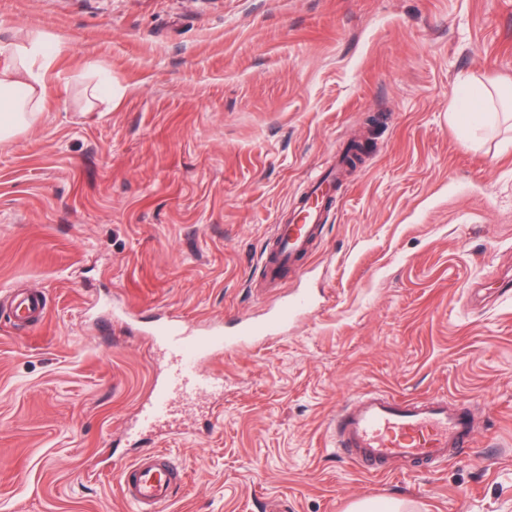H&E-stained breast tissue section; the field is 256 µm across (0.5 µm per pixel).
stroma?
<instances>
[{"instance_id":"stroma-1","label":"stroma","mask_w":512,"mask_h":512,"mask_svg":"<svg viewBox=\"0 0 512 512\" xmlns=\"http://www.w3.org/2000/svg\"><path fill=\"white\" fill-rule=\"evenodd\" d=\"M65 48L41 112L0 141V512H126L108 474L140 445L188 481L162 512H512V120L465 135L467 79L512 84V0H0V40ZM119 93L87 100L92 67ZM354 143L304 273L256 288L306 183ZM314 310L216 360L224 402L139 431L165 360L147 334ZM366 390L476 411L438 469L364 473L336 451ZM46 311L44 294L38 289H26L15 293L9 304L11 317L22 324L39 323Z\"/></svg>"}]
</instances>
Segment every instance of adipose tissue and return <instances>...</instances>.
<instances>
[{
  "mask_svg": "<svg viewBox=\"0 0 512 512\" xmlns=\"http://www.w3.org/2000/svg\"><path fill=\"white\" fill-rule=\"evenodd\" d=\"M62 51L55 37L39 33L22 40L0 41V139L16 136L26 129L39 111L45 92L43 75ZM468 97L455 109L453 119L467 125L475 113L495 111L497 103L512 110V86L467 84Z\"/></svg>",
  "mask_w": 512,
  "mask_h": 512,
  "instance_id": "obj_1",
  "label": "adipose tissue"
}]
</instances>
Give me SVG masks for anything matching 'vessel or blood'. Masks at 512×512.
<instances>
[{
	"instance_id": "obj_1",
	"label": "vessel or blood",
	"mask_w": 512,
	"mask_h": 512,
	"mask_svg": "<svg viewBox=\"0 0 512 512\" xmlns=\"http://www.w3.org/2000/svg\"><path fill=\"white\" fill-rule=\"evenodd\" d=\"M340 176L336 168L312 181L294 206L293 223L276 225L274 243L264 249L259 261L266 282L301 273L302 260L324 229L325 213ZM312 305L310 293L300 291L289 296L264 323H237L231 336L220 327L201 335L182 320L168 319L152 332L168 363L139 407L140 424L147 429L158 426L172 414L176 401L191 402L204 393L223 395V373L202 371V363L273 338ZM46 311L44 294L37 289L15 293L9 304L11 317L22 324L39 323ZM335 425L341 451L372 474L385 472L395 459L429 467L447 462L469 447L477 429L476 418L467 407L445 398L403 399L380 392H365L345 403L336 414ZM116 482L135 512H159L186 479L174 474L165 449L151 448L122 465Z\"/></svg>"
}]
</instances>
